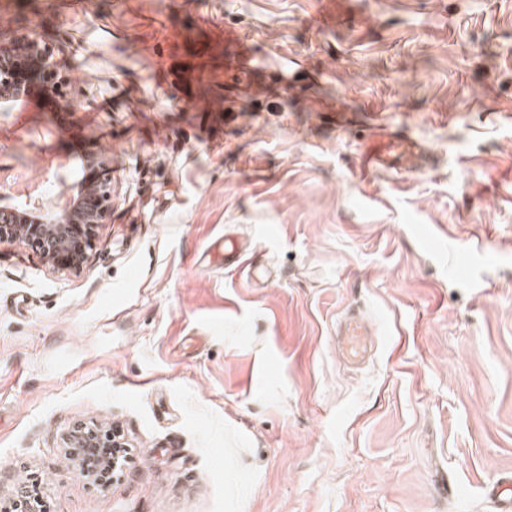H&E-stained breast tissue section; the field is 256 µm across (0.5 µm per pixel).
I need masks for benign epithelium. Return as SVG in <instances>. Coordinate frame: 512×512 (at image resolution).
Segmentation results:
<instances>
[{
	"label": "benign epithelium",
	"instance_id": "7a95c632",
	"mask_svg": "<svg viewBox=\"0 0 512 512\" xmlns=\"http://www.w3.org/2000/svg\"><path fill=\"white\" fill-rule=\"evenodd\" d=\"M44 73H58L53 50L38 38L25 34L0 45V95H23L33 90L43 94L52 88L41 80ZM82 167L85 175L69 187L64 205L50 208L40 203L0 206V243L28 245L51 266L81 268L89 260L98 229L112 212V177L106 161L89 157ZM70 448L91 454L99 463L96 449L108 448L102 433L75 427L67 437Z\"/></svg>",
	"mask_w": 512,
	"mask_h": 512
}]
</instances>
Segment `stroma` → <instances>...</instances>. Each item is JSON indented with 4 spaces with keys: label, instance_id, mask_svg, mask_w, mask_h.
I'll use <instances>...</instances> for the list:
<instances>
[{
    "label": "stroma",
    "instance_id": "obj_1",
    "mask_svg": "<svg viewBox=\"0 0 512 512\" xmlns=\"http://www.w3.org/2000/svg\"><path fill=\"white\" fill-rule=\"evenodd\" d=\"M113 2L0 0V36L39 35L66 79L0 111V205L21 181L58 203L95 153L114 189L80 272L0 245V512L33 480L47 512H500L512 0ZM228 30L265 60L244 113ZM378 125L425 155L365 180ZM350 308L376 330L358 367ZM93 423L132 448L105 491L65 444ZM371 335L364 317L354 310H348L336 323L338 354L352 365L364 363L373 347Z\"/></svg>",
    "mask_w": 512,
    "mask_h": 512
}]
</instances>
